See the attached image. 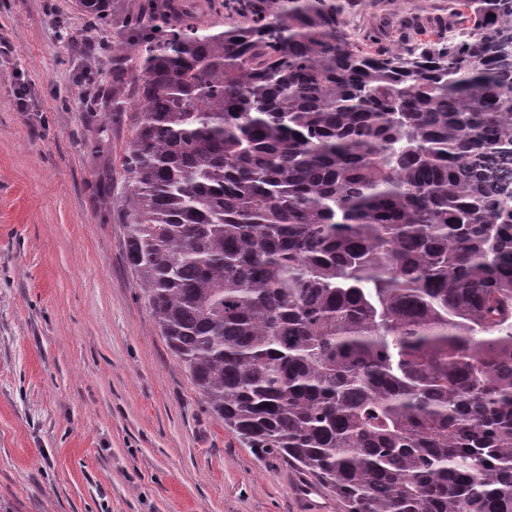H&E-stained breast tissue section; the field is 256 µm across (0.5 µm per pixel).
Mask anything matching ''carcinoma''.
<instances>
[{
  "label": "carcinoma",
  "mask_w": 512,
  "mask_h": 512,
  "mask_svg": "<svg viewBox=\"0 0 512 512\" xmlns=\"http://www.w3.org/2000/svg\"><path fill=\"white\" fill-rule=\"evenodd\" d=\"M462 2L458 36L398 50L351 38L350 0H219L222 30L146 2L112 45L161 336L345 512H512V0Z\"/></svg>",
  "instance_id": "obj_1"
}]
</instances>
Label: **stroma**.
<instances>
[{"mask_svg": "<svg viewBox=\"0 0 512 512\" xmlns=\"http://www.w3.org/2000/svg\"><path fill=\"white\" fill-rule=\"evenodd\" d=\"M124 0L88 29L73 0H0V512H306L305 475L208 411L125 260L121 159L86 143ZM448 0H354L352 35L417 37Z\"/></svg>", "mask_w": 512, "mask_h": 512, "instance_id": "stroma-1", "label": "stroma"}]
</instances>
